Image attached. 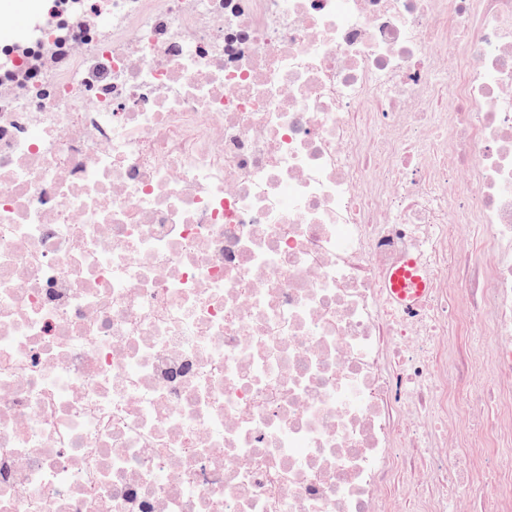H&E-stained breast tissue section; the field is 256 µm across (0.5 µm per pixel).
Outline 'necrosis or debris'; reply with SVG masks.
Masks as SVG:
<instances>
[{
    "instance_id": "necrosis-or-debris-1",
    "label": "necrosis or debris",
    "mask_w": 512,
    "mask_h": 512,
    "mask_svg": "<svg viewBox=\"0 0 512 512\" xmlns=\"http://www.w3.org/2000/svg\"><path fill=\"white\" fill-rule=\"evenodd\" d=\"M43 33L0 71V512H512L448 458L512 444V0ZM405 278L412 279L413 284L415 285V291L413 294L407 295L404 291L403 287ZM389 282L391 284L390 287L393 288L392 290L398 294L401 300L406 298L417 299L424 293L427 287L426 282L419 274H417V263L414 259H408L401 269L391 274Z\"/></svg>"
}]
</instances>
